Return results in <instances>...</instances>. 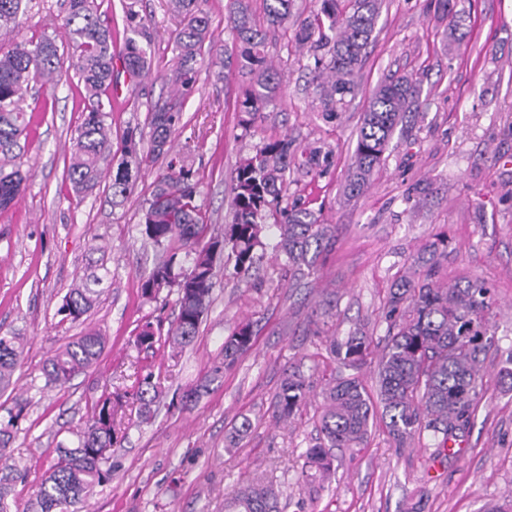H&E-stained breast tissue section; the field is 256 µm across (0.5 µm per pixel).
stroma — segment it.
<instances>
[{"label":"stroma","instance_id":"1","mask_svg":"<svg viewBox=\"0 0 512 512\" xmlns=\"http://www.w3.org/2000/svg\"><path fill=\"white\" fill-rule=\"evenodd\" d=\"M25 4L10 41L46 37L66 48V0ZM225 4L207 0L213 40L193 89L178 96L168 78L180 19L169 0H137L153 34L152 68L136 86L126 75L117 79L112 150L120 152L127 128H146L149 112L179 99L171 156L192 165L197 201L220 228L231 220L232 171L269 136H287L293 161L285 197L305 201L321 223L335 225L336 237L314 273L295 283L275 258L279 232L267 225L259 269L247 284L217 277L189 348L174 354L159 342L153 353L138 351L137 328L171 323L177 312L174 297L148 302L138 288L156 259L140 224L156 170L143 168L120 206L104 187L82 199L66 194L81 106L78 79L63 69L53 108L41 113L22 159L24 189L0 212V332L20 336L24 347L10 386L0 389V416L16 402L28 404L10 449L11 512H35L58 442H76L101 391L130 397L149 371L160 384L151 419L126 402L110 450L112 476L78 512H224L225 493L251 481L279 491L280 512H481L512 491V391L499 380L512 351V0H456L450 12L441 0H383L358 88L329 117L313 93V56L298 45L295 23H287L268 45L283 76L277 102L248 128L239 106L246 80L227 61L234 34ZM391 76L418 83L419 113L395 133L366 191L346 199L361 113ZM439 239L448 247L434 266L436 283L480 279L493 289L486 320L496 347L469 424L440 454L433 432L400 444L375 421L366 446L335 450L329 477L311 486L301 477L303 453L317 442L327 381L346 372L331 358V341L361 330L380 350L394 281ZM101 258L112 275L87 324L62 319L65 296ZM243 321L253 325L252 346L225 367L224 340ZM88 325L106 338L97 364L65 384H47L48 359ZM294 362L302 363L310 388L298 415L278 428L269 420L273 398ZM196 386L195 408L183 410V392ZM241 415L257 424L229 444Z\"/></svg>","mask_w":512,"mask_h":512}]
</instances>
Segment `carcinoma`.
I'll return each instance as SVG.
<instances>
[{
	"label": "carcinoma",
	"instance_id": "obj_1",
	"mask_svg": "<svg viewBox=\"0 0 512 512\" xmlns=\"http://www.w3.org/2000/svg\"><path fill=\"white\" fill-rule=\"evenodd\" d=\"M22 0H0V31L19 25ZM264 23L252 18L250 0H228L227 9L237 41L236 65L249 76L241 111L253 121L276 102L279 76L267 56V31L281 27L293 8V0H263ZM181 16L175 35L176 55L170 69L171 83L191 89L198 74L202 49L211 38L210 20L201 0H172ZM382 0H319V8L297 20L296 40L314 53L325 49L328 58L314 57L320 103L332 113L336 104L354 91L359 66L375 31ZM69 67L82 85L81 122L75 129L70 163L66 173L69 191L77 197L93 193L105 178L110 179L112 202L122 204L135 189L143 165L165 153L169 137L181 119L180 109L167 104L148 116L151 151L139 155L143 131L128 129L123 136V155L136 159L104 171L101 164L112 159V106L108 91L119 72L137 79L148 72V48L152 33L135 2L126 6L123 46L100 21L96 0H68ZM61 68L54 42L44 38L35 44L19 43L0 49V211L11 208L21 194L24 176L16 160L23 157L37 131V113L49 108L48 100L26 110L22 106L31 79L54 80ZM418 90L407 77L386 80L373 90L362 113L356 145L343 193L361 195L384 161L393 135L416 106ZM288 135L271 137L245 158L231 178L233 219L224 231L213 233L206 213L197 203L195 172L188 163L169 161L156 174L142 208L140 223L146 238L162 251L163 259L140 281L141 295L156 299L164 290L176 294L178 313L168 335L184 348L195 340L207 312L216 259L224 257V274L239 281L248 278L263 246L265 225L279 226L277 252L294 278L313 273L320 255L335 236L336 225L321 224L306 203L281 206L286 172L290 166ZM101 277L91 274L70 291L59 309L77 322L94 309L99 293L94 286ZM393 319L388 340L377 363V398L389 435L402 444L423 431L441 433L438 447L464 427L483 387L482 371L493 338L487 335L486 315L492 305L491 286L475 279L442 287L432 280L431 270L416 279H399L389 296ZM253 341L250 324L236 327L224 339V365L234 364ZM158 342L151 324L142 326L134 345L140 350ZM104 338L94 328L67 343L52 356L45 368L49 382H65L97 363ZM371 341L359 332L331 345L330 353L346 367L358 370L370 355ZM22 353L16 336L0 334V386L10 385ZM148 372L139 382L140 413L149 418L151 405L159 396ZM308 390L305 375L295 368L285 373L272 407V419L287 422L300 409ZM26 405L18 403L0 421V454L14 439L17 422ZM117 400L103 391L90 407L78 445L58 444L57 457L37 494L39 512H69L82 503L94 487L111 476L108 452L118 440L115 420ZM375 415L374 405L356 374L331 382L324 392L319 417L322 443L307 449L310 478L330 471L336 448L364 447ZM253 428L250 417L235 421L230 441L247 436ZM224 512H279L278 492L260 484L244 485L224 497Z\"/></svg>",
	"mask_w": 512,
	"mask_h": 512
}]
</instances>
